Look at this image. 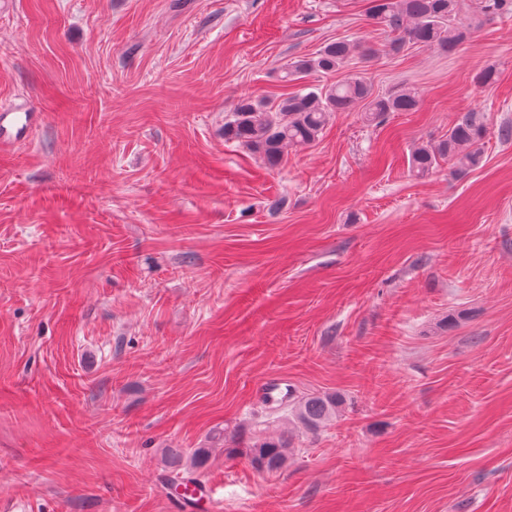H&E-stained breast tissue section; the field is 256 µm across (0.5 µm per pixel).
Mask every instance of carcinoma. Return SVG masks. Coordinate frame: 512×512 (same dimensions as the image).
<instances>
[{
  "mask_svg": "<svg viewBox=\"0 0 512 512\" xmlns=\"http://www.w3.org/2000/svg\"><path fill=\"white\" fill-rule=\"evenodd\" d=\"M368 13L393 35L389 47L399 49L407 43L446 50L460 42L467 32V18L499 17L512 14V0H370ZM358 44L346 39L330 42L312 56L288 63L283 81L297 82L309 76L336 72L348 63ZM421 101L415 88H404L386 96L373 93L366 72L359 71L331 85L304 88L271 102L244 96L224 121V139L237 141L259 153L267 165L279 166L288 149L316 141L333 112H345L361 104L365 119L372 125L384 124L392 112H414ZM485 133L477 112L460 114L437 145H418L412 152V171L423 176L439 160L453 162L455 172L463 173L480 161L479 143ZM299 420L311 429L318 428L336 414V398L311 394L294 405ZM252 463L261 470L276 472L288 461V443L268 441L250 449Z\"/></svg>",
  "mask_w": 512,
  "mask_h": 512,
  "instance_id": "obj_1",
  "label": "carcinoma"
}]
</instances>
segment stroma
<instances>
[{
    "instance_id": "1",
    "label": "stroma",
    "mask_w": 512,
    "mask_h": 512,
    "mask_svg": "<svg viewBox=\"0 0 512 512\" xmlns=\"http://www.w3.org/2000/svg\"><path fill=\"white\" fill-rule=\"evenodd\" d=\"M364 9L0 0V101L41 115L0 150V512H170L181 470L224 512H512V16L388 54ZM342 37L418 110L276 169L225 140ZM466 111L479 165L414 176ZM310 393L341 399L315 430ZM252 463L261 470L276 472L288 461V443L285 441L263 442L258 448H251Z\"/></svg>"
}]
</instances>
